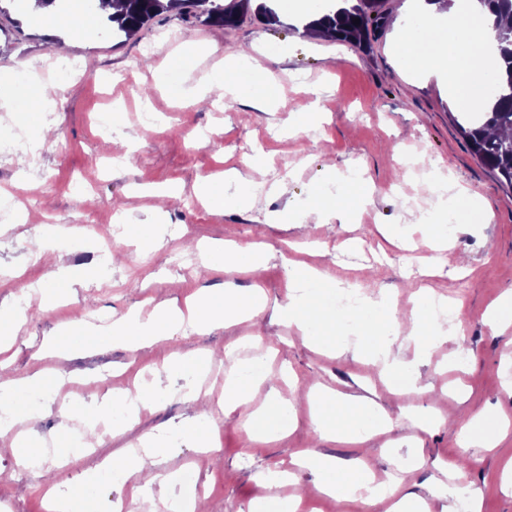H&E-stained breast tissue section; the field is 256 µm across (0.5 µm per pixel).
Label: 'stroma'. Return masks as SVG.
<instances>
[{
	"instance_id": "stroma-1",
	"label": "stroma",
	"mask_w": 512,
	"mask_h": 512,
	"mask_svg": "<svg viewBox=\"0 0 512 512\" xmlns=\"http://www.w3.org/2000/svg\"><path fill=\"white\" fill-rule=\"evenodd\" d=\"M399 2L388 0L390 23L366 50L311 45L293 10L284 8L274 24L250 11L228 29L166 13L126 40L80 38L69 52L78 71L46 105L49 134L29 126L0 131L22 144L43 140L36 158L0 162V188L25 201L21 223L0 222V270L8 273L0 278V309L24 297L43 312L41 319L27 317L16 325L9 349L0 354V380L54 369L62 374L60 388L80 407L69 411L51 396L35 409L17 405L11 435L0 439V512H43L45 489L65 499L76 487L86 512H112L114 503L128 501V485L99 483L100 463L107 457L120 463L123 448L158 434L165 437L160 470L167 496H180L179 478L192 472L202 490L197 512H285L296 498L299 512H387L385 501L340 503L318 494L320 475L295 463L305 450L340 460L366 455L378 482L399 480L428 512H448V499L432 493L434 478L447 466L455 484L482 492V512H512V490L501 482L512 458V436L492 450L458 438L475 414L512 419V359L504 357L512 326L496 335L487 322L488 309L497 306L503 319H512V307L501 305L512 293V188L501 185L471 152L457 125L461 113L433 67L401 55L398 29L415 12L399 11ZM186 39L197 40L205 51L179 67L180 83L199 84L225 55L248 45L249 69L276 78L277 103L259 107L245 99L222 112L178 100L169 91L170 71L161 57L148 59L142 51L149 42L174 51ZM59 63L29 14L0 16V102L19 104L25 82L53 83ZM107 97L124 115L105 136L95 115ZM314 101L321 108L317 122L296 132L299 113ZM145 112L154 114L152 125H142ZM259 149L278 188L262 194L258 209L211 211L198 201L194 185L223 172L222 156L242 171ZM348 179L375 187L360 223H265L270 212L300 213L314 193L332 199ZM77 182L84 194L74 193ZM155 187L181 192L168 211L164 245L142 251L113 243L124 262L112 264L99 254L98 243L112 222L114 202H121L131 222L146 221L158 203L151 193ZM452 188L465 193L457 204L461 221L446 235L447 247L431 273L411 253L390 245L379 228L416 239L418 224L444 225ZM50 234L61 244L64 264L75 276L94 278L92 287H67L53 280L52 260H32L31 239ZM227 242L254 243L275 253L266 268L233 279L238 288L263 289L265 307L258 315L134 353L107 344L64 357L44 354V341L65 323L105 326L131 309L148 315L159 303L180 306L195 291L223 287L224 274L205 277L201 270L209 250ZM75 243L82 246V259L74 257ZM287 259L360 284L369 298H390L402 310L411 308L420 289L434 288L458 305L460 323L417 366L416 388L391 387L345 325H337L340 343L330 349L304 342L278 319L287 300ZM172 276L178 287L169 285ZM233 342L238 348L226 356L224 348ZM192 352L213 354L225 370L261 356L262 382L246 409L225 414L223 393L204 388L202 378L189 382L162 370L164 356ZM142 381L158 383L163 401L142 408L132 427L116 432L97 424L99 442L91 453L63 440V433L86 430L97 402L120 398ZM317 384L373 401L391 426L360 448L323 438L314 429L309 398ZM192 386L202 388L203 402L185 401ZM272 394L291 411L283 437L263 442L255 439L248 418ZM205 407L220 431L221 449L214 454L200 451L178 431L185 418ZM16 436L41 448V460L18 467ZM269 472L288 473L294 495L267 484L263 476Z\"/></svg>"
}]
</instances>
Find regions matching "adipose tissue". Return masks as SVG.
<instances>
[{"mask_svg": "<svg viewBox=\"0 0 512 512\" xmlns=\"http://www.w3.org/2000/svg\"><path fill=\"white\" fill-rule=\"evenodd\" d=\"M419 17L428 22L443 18L442 28L432 31V51L429 58L448 78L453 101L462 110L482 99L487 78L497 70L499 60L493 52L499 33L492 17L488 16L480 0H469L468 8H461L459 0H427ZM242 56L226 55L223 65L213 70L205 82L202 103L209 107L232 109L243 97L249 96L247 83L240 80ZM251 170L248 178H241L237 169L231 168L221 176L204 178L196 187L209 209L215 211L241 210L251 207L253 195L268 183V168L263 161L247 162ZM370 184H350L342 192V204L323 203L320 196H313L310 205L299 216V223H327L333 220L342 224L352 223L359 207L357 196L373 193ZM273 251L262 252L256 246H241L230 242L213 249L208 268H221L234 274L246 270L258 271L271 260ZM288 301L280 307L281 321L293 326L303 340L324 344L330 341L336 327L335 319L325 318L322 311L323 294L340 291L346 283L321 274L313 268L289 266ZM436 299L432 289H421L408 314H400L383 299H367L362 311L354 316L355 326L364 329L367 343L383 371L401 375L406 384L416 385L417 376L413 360H398L389 353V341L404 324H411L409 339L415 357L427 355L448 340L443 325L433 322L431 308ZM256 300L246 298L232 282L223 288L205 291L188 310L166 307L150 316L131 310L113 320L109 325H71L63 332L62 339L48 340L44 348L60 352L62 347L79 351L89 344L117 343L128 350L137 351L168 340L172 335L199 334L216 326L241 321L245 311L255 308ZM314 423L322 436L334 441L356 446L364 445L381 427L384 417L374 404L366 399L348 398L321 386L311 390ZM165 454L160 438L140 440L136 447L126 449L122 465L135 482L130 487L131 497L140 501L145 512H152L153 502L148 481L149 470ZM300 466L323 474L319 487L322 494L338 501L392 499L391 512H421L420 501L400 493L398 484L375 489L370 466L365 458L349 462H336L335 458L316 451H308L298 458Z\"/></svg>", "mask_w": 512, "mask_h": 512, "instance_id": "adipose-tissue-1", "label": "adipose tissue"}]
</instances>
